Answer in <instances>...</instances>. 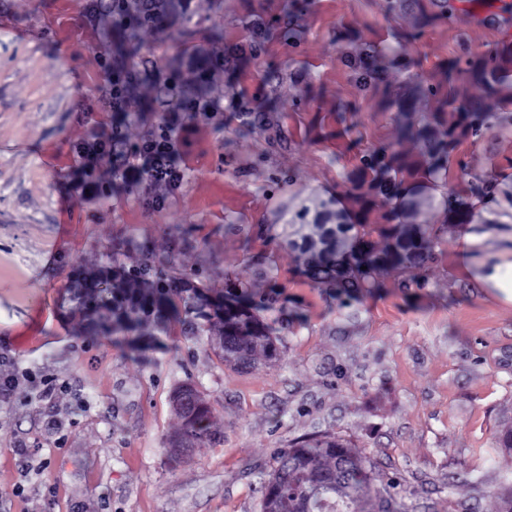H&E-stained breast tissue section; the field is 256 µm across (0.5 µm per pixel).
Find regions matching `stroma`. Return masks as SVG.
<instances>
[{
  "instance_id": "obj_1",
  "label": "stroma",
  "mask_w": 512,
  "mask_h": 512,
  "mask_svg": "<svg viewBox=\"0 0 512 512\" xmlns=\"http://www.w3.org/2000/svg\"><path fill=\"white\" fill-rule=\"evenodd\" d=\"M178 49L223 52L220 90L246 106L175 118L184 179L175 191L128 178L107 208L70 179L90 126H110L94 0H0V352L68 385L50 402L18 389L0 406V512H260L280 450L332 432L392 477V512H498L512 485V305L461 267L498 253L512 218L454 223L434 192L439 245L421 287L337 296L305 272L295 247L317 215L358 219L345 178L392 142V97L427 96L464 60L512 49V0H466L427 21L403 0H194ZM386 53L387 91L361 90L371 49ZM346 106L353 124L338 119ZM451 156L448 188L468 173L512 195V106ZM163 205L146 208V195ZM150 259L187 289L251 286L276 330V360L237 370L185 317L141 336H99L79 284ZM191 384L214 407L213 442L173 461L172 395ZM85 399L74 411L75 397ZM65 421L62 433L44 423ZM50 464L24 495L13 447Z\"/></svg>"
}]
</instances>
